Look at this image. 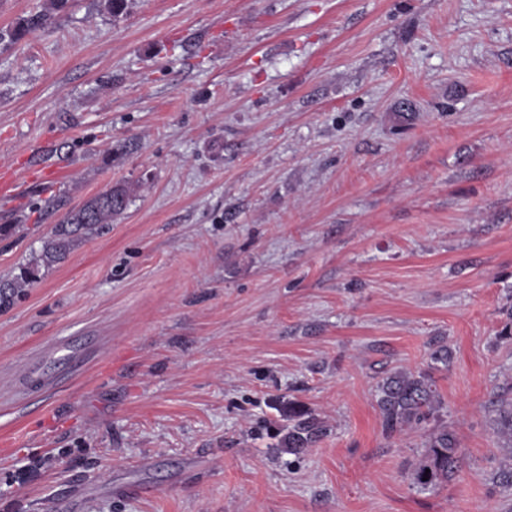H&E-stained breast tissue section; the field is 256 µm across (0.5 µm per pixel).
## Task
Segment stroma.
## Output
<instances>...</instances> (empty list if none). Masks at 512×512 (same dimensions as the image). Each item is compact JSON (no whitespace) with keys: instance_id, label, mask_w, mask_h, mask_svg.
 <instances>
[{"instance_id":"35a3bbf8","label":"stroma","mask_w":512,"mask_h":512,"mask_svg":"<svg viewBox=\"0 0 512 512\" xmlns=\"http://www.w3.org/2000/svg\"><path fill=\"white\" fill-rule=\"evenodd\" d=\"M2 167L0 277L131 197L0 312V512H512V0H70L0 47ZM436 344L418 493L375 394ZM130 200V188L111 187L90 199L80 208L68 211L44 242L40 253L18 267V273L0 278V311L9 309L24 288L37 283L45 271L59 262L82 240L98 235L121 215ZM283 415L288 417L289 425L288 434L281 440V445L296 458L305 454L326 433L324 423L295 402H288ZM494 434L504 444L512 447V402L500 401L498 407L493 410ZM422 448L418 459L407 473L412 489L418 492L432 491L459 476L463 450L459 448L455 433L448 429V425L435 423L422 443ZM426 469H429L428 475H425Z\"/></svg>"}]
</instances>
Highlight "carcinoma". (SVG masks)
<instances>
[{
  "instance_id": "carcinoma-1",
  "label": "carcinoma",
  "mask_w": 512,
  "mask_h": 512,
  "mask_svg": "<svg viewBox=\"0 0 512 512\" xmlns=\"http://www.w3.org/2000/svg\"><path fill=\"white\" fill-rule=\"evenodd\" d=\"M67 0H46L42 9L13 29L0 30V44L8 47L31 30L43 27L54 14L66 6ZM130 200V188L111 187L90 199L80 208L68 211L52 235L44 242L40 253L18 272L0 278V311L9 309L24 288L37 283L46 270L61 262L82 240L98 235L121 215ZM427 367L397 368L379 382L376 403L386 437L420 430L433 421L435 425L422 443L418 459L407 473L411 488L418 492L432 491L447 485L462 470L463 450L455 433L437 423L442 398L432 372L448 366V347L440 345L430 350ZM494 434L512 447V402H500L494 409ZM288 417V434L281 440L288 453L299 458L326 433V426L302 406L288 402L283 410Z\"/></svg>"
}]
</instances>
